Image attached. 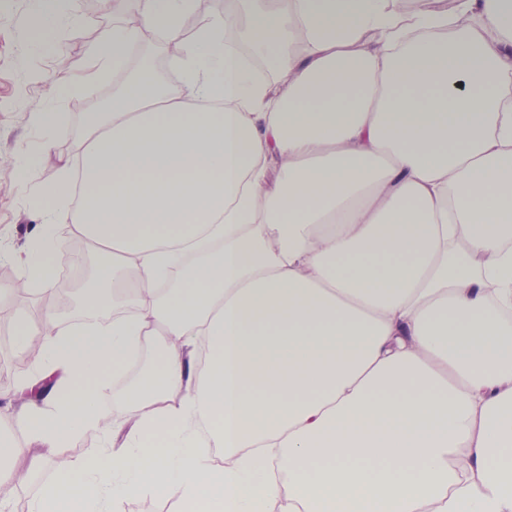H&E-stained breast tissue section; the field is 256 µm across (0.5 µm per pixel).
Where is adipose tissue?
I'll list each match as a JSON object with an SVG mask.
<instances>
[{"mask_svg":"<svg viewBox=\"0 0 512 512\" xmlns=\"http://www.w3.org/2000/svg\"><path fill=\"white\" fill-rule=\"evenodd\" d=\"M192 2L142 0L176 82L131 71L124 23L54 82L122 76L19 261L42 289L66 235L100 262L81 323L16 315L45 370L0 459L100 432L115 379L129 417L29 512L147 490L180 512H512V0H239L190 39ZM240 29L277 88L225 46ZM129 280L136 313L109 316Z\"/></svg>","mask_w":512,"mask_h":512,"instance_id":"obj_1","label":"adipose tissue"}]
</instances>
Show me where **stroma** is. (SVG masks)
<instances>
[{"mask_svg": "<svg viewBox=\"0 0 512 512\" xmlns=\"http://www.w3.org/2000/svg\"><path fill=\"white\" fill-rule=\"evenodd\" d=\"M127 5L128 0H107L94 9L88 0H73L76 23L60 22L51 33L52 42L62 49L57 56L41 44L34 25L35 0H0V268L8 267L12 277L24 276L12 255L24 249L30 216L44 191L57 181L56 167L50 160L43 161L25 178L14 176L21 158L42 149L31 114L38 108L55 112L57 150L68 155L74 152L86 129L77 104L106 96L114 80L102 77L81 85L66 99L56 96L53 80L62 71H78L86 66L89 47L103 29L112 27L115 9L123 10ZM34 461L40 465L38 473L10 497L0 499V512H19L36 496L41 483L53 477L55 457L35 445L16 465L25 469Z\"/></svg>", "mask_w": 512, "mask_h": 512, "instance_id": "stroma-1", "label": "stroma"}]
</instances>
